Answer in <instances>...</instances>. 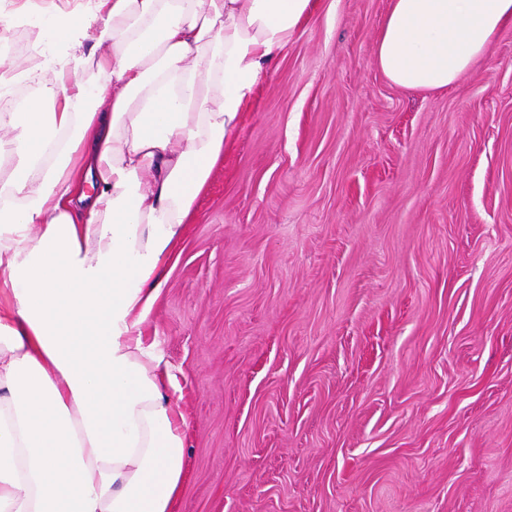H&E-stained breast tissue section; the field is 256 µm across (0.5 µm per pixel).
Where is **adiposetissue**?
<instances>
[{
	"label": "adipose tissue",
	"instance_id": "1",
	"mask_svg": "<svg viewBox=\"0 0 512 512\" xmlns=\"http://www.w3.org/2000/svg\"><path fill=\"white\" fill-rule=\"evenodd\" d=\"M311 0H21L48 97L0 113V512H172L185 416L142 326L212 170ZM512 0H390L373 61L452 86ZM96 183L86 193L84 183Z\"/></svg>",
	"mask_w": 512,
	"mask_h": 512
}]
</instances>
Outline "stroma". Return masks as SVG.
Returning <instances> with one entry per match:
<instances>
[{"mask_svg":"<svg viewBox=\"0 0 512 512\" xmlns=\"http://www.w3.org/2000/svg\"><path fill=\"white\" fill-rule=\"evenodd\" d=\"M196 205L147 340L173 512H512V26L442 92L313 0Z\"/></svg>","mask_w":512,"mask_h":512,"instance_id":"stroma-1","label":"stroma"}]
</instances>
